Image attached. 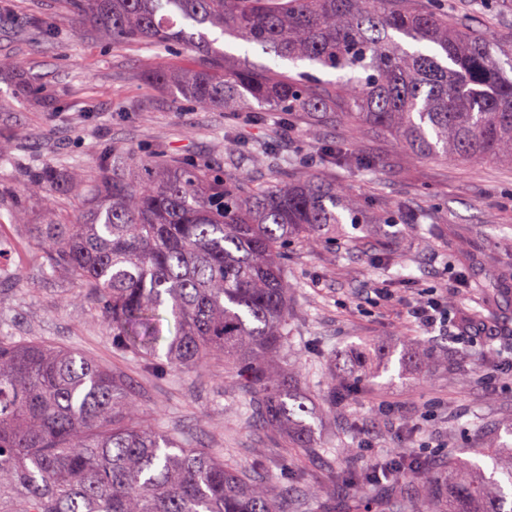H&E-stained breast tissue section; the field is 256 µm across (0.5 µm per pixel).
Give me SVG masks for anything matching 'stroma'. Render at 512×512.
<instances>
[{
	"label": "stroma",
	"instance_id": "1",
	"mask_svg": "<svg viewBox=\"0 0 512 512\" xmlns=\"http://www.w3.org/2000/svg\"><path fill=\"white\" fill-rule=\"evenodd\" d=\"M0 4L11 15L0 24V57L26 68L21 82L0 73V140L24 145L75 180L48 203L28 192L17 166L0 163V336L75 347L122 374L145 419L187 447L288 488L287 512H360L363 497L390 487L420 495V474L411 470L375 487L305 496L309 487H328L343 465L366 471L406 453L443 472L469 461L490 467L482 437L512 425L511 164L419 157L388 135L341 122L314 132L300 120L282 124L274 113L253 125L239 113L204 112L176 103L150 80L153 50L79 32L64 0ZM438 8L474 19L495 43L512 42V0H440ZM37 16L51 18L63 40L39 34ZM229 130L276 139L288 172L345 185L361 203L362 224L338 225L316 246L288 249L285 366L314 426L317 448L307 454L246 418L249 396L223 365L159 375L116 351L98 302L63 272L45 271L31 230L73 222L94 195L99 148L197 162L223 150ZM330 142L368 159L369 167L350 171L324 160L321 147ZM17 209L18 224L11 217ZM410 213L439 233L422 238L419 224L406 221ZM430 298L447 309V322L429 327L409 315V306ZM417 338L460 357V368L400 359ZM364 342L390 353L391 369L359 383L349 379L347 364ZM341 448L352 456H338Z\"/></svg>",
	"mask_w": 512,
	"mask_h": 512
}]
</instances>
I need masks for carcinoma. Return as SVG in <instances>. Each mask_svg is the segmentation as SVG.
I'll return each mask as SVG.
<instances>
[{
  "label": "carcinoma",
  "mask_w": 512,
  "mask_h": 512,
  "mask_svg": "<svg viewBox=\"0 0 512 512\" xmlns=\"http://www.w3.org/2000/svg\"><path fill=\"white\" fill-rule=\"evenodd\" d=\"M80 23L114 43L187 49L200 68L157 66L177 102L213 111L265 112L398 139L420 155L512 164V47L469 21L416 0H65ZM276 59L343 73L325 84L305 73L229 65L207 30ZM259 153L262 184L224 168ZM324 158L369 162L338 144ZM277 142L232 134L224 157L187 163L169 155H104L91 211L72 224H36L45 265L64 271L103 309L112 346L149 363L197 369L221 362L251 395L248 417L312 448L308 408L278 369L288 348L287 251L320 243L336 225L362 223L359 199L315 177L283 179ZM65 186L33 164L27 189ZM446 360L426 340L403 350ZM376 355L353 351L351 373L373 378ZM493 468L448 475L426 467L417 502L398 512H512V441L493 440ZM0 512H284L250 471L187 448L140 415L118 372L77 349L0 336Z\"/></svg>",
  "instance_id": "1"
}]
</instances>
